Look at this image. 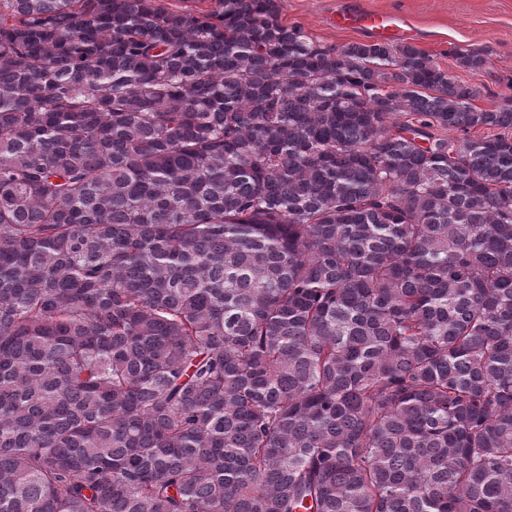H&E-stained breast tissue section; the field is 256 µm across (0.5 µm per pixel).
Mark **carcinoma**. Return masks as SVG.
Instances as JSON below:
<instances>
[{
    "label": "carcinoma",
    "mask_w": 512,
    "mask_h": 512,
    "mask_svg": "<svg viewBox=\"0 0 512 512\" xmlns=\"http://www.w3.org/2000/svg\"><path fill=\"white\" fill-rule=\"evenodd\" d=\"M480 95L277 0H0V512H512Z\"/></svg>",
    "instance_id": "carcinoma-1"
}]
</instances>
